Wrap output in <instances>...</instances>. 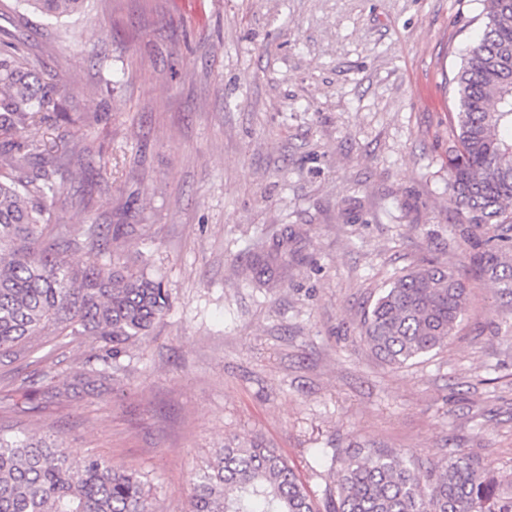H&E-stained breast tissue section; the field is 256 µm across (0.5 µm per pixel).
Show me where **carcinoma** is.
I'll list each match as a JSON object with an SVG mask.
<instances>
[{
	"mask_svg": "<svg viewBox=\"0 0 512 512\" xmlns=\"http://www.w3.org/2000/svg\"><path fill=\"white\" fill-rule=\"evenodd\" d=\"M60 20L84 12L86 0H19ZM483 28L452 79L453 140L448 187L459 223L493 224L498 233L474 239L466 253L475 276L512 295V0H479ZM38 61L20 43L0 47V367L52 336H90L100 354L74 387L112 379L127 347L152 334L172 305L162 280L146 269L93 257L119 239L125 225L88 229L84 243L59 237L54 174L69 164L47 156L31 129L64 111L66 93L42 83ZM294 228L264 239L252 270L259 284L284 278L294 261ZM87 261L75 264L71 247ZM472 285L446 267L426 263L394 274L361 325L370 350L406 366L448 346L456 336ZM335 497L325 512H512V478L485 470L469 454L425 464L394 448H338ZM154 487L136 471L99 457L75 460L53 434L0 429V512H153ZM190 512H319L303 481L276 448L231 440L192 475Z\"/></svg>",
	"mask_w": 512,
	"mask_h": 512,
	"instance_id": "cac0c4a2",
	"label": "carcinoma"
}]
</instances>
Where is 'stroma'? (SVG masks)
Masks as SVG:
<instances>
[{
  "mask_svg": "<svg viewBox=\"0 0 512 512\" xmlns=\"http://www.w3.org/2000/svg\"><path fill=\"white\" fill-rule=\"evenodd\" d=\"M478 0H87L58 21L0 0L72 123L33 136L59 175L64 235L127 232L97 262L148 268L172 307L130 345L107 392L0 425L57 435L77 458L147 474L156 512H189L198 464L233 437L279 448L318 504L336 449H459L512 476V297L474 282L455 339L397 367L360 321L390 276L431 260L466 274L472 238L448 189L450 80L480 33ZM111 174L98 175L100 162ZM299 227L282 284L259 239ZM60 336L19 361L65 388L96 354Z\"/></svg>",
  "mask_w": 512,
  "mask_h": 512,
  "instance_id": "1",
  "label": "stroma"
}]
</instances>
